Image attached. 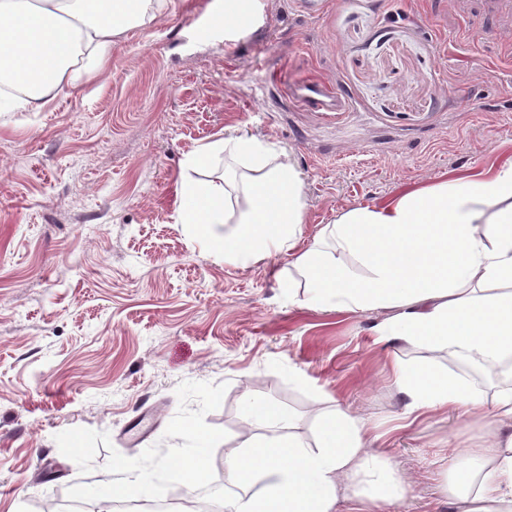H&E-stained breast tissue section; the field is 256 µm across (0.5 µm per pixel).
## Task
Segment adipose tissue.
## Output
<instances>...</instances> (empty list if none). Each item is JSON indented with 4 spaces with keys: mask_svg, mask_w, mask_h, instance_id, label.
<instances>
[{
    "mask_svg": "<svg viewBox=\"0 0 512 512\" xmlns=\"http://www.w3.org/2000/svg\"><path fill=\"white\" fill-rule=\"evenodd\" d=\"M171 0H0V85L12 111H39L48 96L76 89L99 71L117 40L167 11ZM223 153L236 166L223 181L194 171ZM180 211L195 237L225 261L248 264L295 253L313 304L339 312L391 310L377 328L431 352L507 366L494 401L466 380L429 364L395 363L407 414L464 407L492 417L484 445L457 448L448 476L459 512H512V162L496 170L397 193L358 206L301 248L302 182L287 164H271L255 138H226L185 161ZM332 241L328 258L323 240ZM354 266L344 264V257ZM234 489L226 512H335L339 486L351 481L374 502L400 498L404 484L367 450L363 421L344 409L326 413L321 443L272 430L249 435L225 457Z\"/></svg>",
    "mask_w": 512,
    "mask_h": 512,
    "instance_id": "ef3b65f1",
    "label": "adipose tissue"
}]
</instances>
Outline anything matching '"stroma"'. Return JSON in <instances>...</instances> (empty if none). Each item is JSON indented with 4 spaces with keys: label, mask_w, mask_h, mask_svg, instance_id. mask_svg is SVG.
I'll use <instances>...</instances> for the list:
<instances>
[{
    "label": "stroma",
    "mask_w": 512,
    "mask_h": 512,
    "mask_svg": "<svg viewBox=\"0 0 512 512\" xmlns=\"http://www.w3.org/2000/svg\"><path fill=\"white\" fill-rule=\"evenodd\" d=\"M222 0L174 8L117 40L81 89L37 112H0V512H43L74 485L108 479L110 450L158 443L184 381L226 384L205 416L245 433L252 400L278 402L292 432L318 438L341 407L367 419L403 498L364 512H458L450 449L492 427L466 408L402 419L392 366L435 359L377 340L389 310L308 304L287 253L224 263L178 223L187 155L253 136L302 181L304 245L324 225L408 188L512 160V10L486 0H261L234 44L208 26ZM326 84L342 112H311L290 86ZM108 433L89 472L56 434Z\"/></svg>",
    "instance_id": "35a3bbf8"
}]
</instances>
